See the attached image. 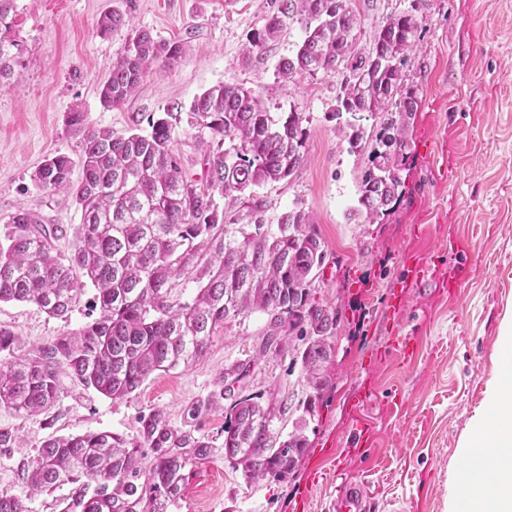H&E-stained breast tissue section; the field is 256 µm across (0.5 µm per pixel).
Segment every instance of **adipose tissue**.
<instances>
[{
	"label": "adipose tissue",
	"mask_w": 512,
	"mask_h": 512,
	"mask_svg": "<svg viewBox=\"0 0 512 512\" xmlns=\"http://www.w3.org/2000/svg\"><path fill=\"white\" fill-rule=\"evenodd\" d=\"M464 465L448 496V512H512V318L500 333L498 368L484 409L460 449Z\"/></svg>",
	"instance_id": "adipose-tissue-1"
}]
</instances>
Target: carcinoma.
<instances>
[{
    "mask_svg": "<svg viewBox=\"0 0 512 512\" xmlns=\"http://www.w3.org/2000/svg\"><path fill=\"white\" fill-rule=\"evenodd\" d=\"M425 7L426 0H411L409 9L392 14L365 52L354 49L361 15L352 0H279L277 12L249 39L261 49L295 20L304 37L279 63L280 78L313 77L340 66L349 72L330 119L351 150L370 146L353 211L364 224L382 221L406 193L401 172L416 100L404 86L403 66L420 40ZM14 8L15 0H0V88L22 66L19 44L7 36ZM126 23L122 14L108 12L98 29L107 34ZM181 54L180 44L139 31L112 62L100 87L101 104H122L153 67H169ZM377 110L387 117L371 135L362 116ZM304 122L300 112L267 111L236 81L209 87L190 107V123L209 133L201 188L173 148L168 117L151 118V131L143 134L97 128L77 109L67 113L66 125L81 135L79 160L53 155L32 181L68 194L81 211L72 251H56L62 228L17 209L0 242V302L30 303L66 323L89 282L98 314L28 350L0 327V407L21 417L45 413L58 402L65 376L107 398H124L152 374L201 359L225 320L255 312L267 317L264 336L249 358L224 369L219 383L249 378L251 367L280 343L301 364L309 394L294 404L276 387L264 393L247 387L227 399L221 389L193 404L187 411L192 421L224 405L219 447L205 434L176 427L162 410L143 417L132 435L49 436L17 463L19 490L0 491V512H29L28 501L60 486L70 487L60 512H169L184 495L192 469L219 452L251 482L293 476L309 448L307 430L319 402L334 387L341 310L313 296L312 273L326 258L313 217L296 205L273 224L256 189L301 170ZM76 164L82 177L74 182ZM217 194L241 201V209H218ZM184 275L193 276L196 288L183 302L174 286ZM293 411L297 416L284 435L277 423ZM18 447L17 431L0 427V454L10 456Z\"/></svg>",
    "mask_w": 512,
    "mask_h": 512,
    "instance_id": "1",
    "label": "carcinoma"
}]
</instances>
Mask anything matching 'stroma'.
Masks as SVG:
<instances>
[{"label":"stroma","mask_w":512,"mask_h":512,"mask_svg":"<svg viewBox=\"0 0 512 512\" xmlns=\"http://www.w3.org/2000/svg\"><path fill=\"white\" fill-rule=\"evenodd\" d=\"M409 3L356 0L359 49H368L374 31ZM113 10L128 16L129 27L100 34V16ZM276 10L277 0H16L9 35L20 44L23 66L18 79L0 89V237L20 207L68 231L79 223L66 194L40 190L31 179L48 156L79 157L80 137L65 123L73 109L119 133L148 132L150 118L172 112L174 149L201 186L206 147L188 107L203 90L238 81L268 111L304 113L302 169L258 193L273 220L303 206L325 242L316 289L319 301L335 300L343 310L336 382L292 478L251 484L218 455L196 468L174 512H327L343 477L366 482L376 512H448L463 464L459 443L485 404L500 326L512 316V0H427L419 47L403 68L418 100L402 172L407 192L379 224H360L352 215L368 153L350 150L328 118L345 69L283 84L278 63L303 36L296 22L262 50L249 49L250 35ZM138 30L181 43L182 56L172 66L154 67L121 105L103 107L100 84ZM409 252L434 273L451 262L465 263L467 273L452 294L432 282L411 289L396 316L387 299L406 274ZM93 297V289H85L66 322L32 304L2 302L0 326L31 349L84 325ZM265 323L259 312L225 321L202 360L152 375L127 398L112 400L67 379L49 413L21 418L0 408V426L19 429L30 445L86 431L130 435L140 417L156 409L183 426L187 408L215 394L225 365L252 351ZM396 323L419 337L414 357L391 348ZM363 384L373 396L359 415L374 436L360 454L352 444L350 399ZM272 387L295 402L308 393L300 365L285 355L254 375L253 391Z\"/></svg>","instance_id":"stroma-1"}]
</instances>
